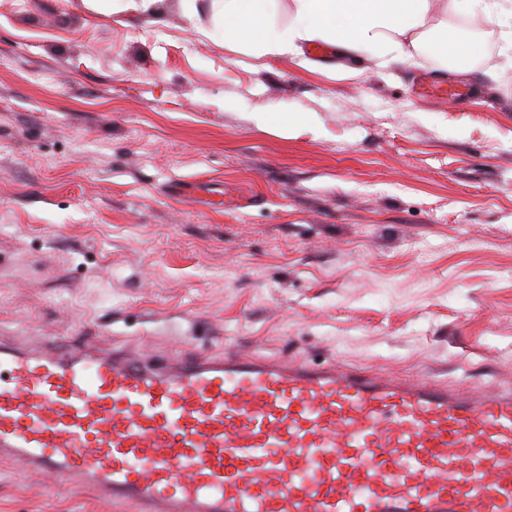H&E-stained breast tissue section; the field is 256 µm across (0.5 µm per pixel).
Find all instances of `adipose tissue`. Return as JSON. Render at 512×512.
I'll use <instances>...</instances> for the list:
<instances>
[{
	"mask_svg": "<svg viewBox=\"0 0 512 512\" xmlns=\"http://www.w3.org/2000/svg\"><path fill=\"white\" fill-rule=\"evenodd\" d=\"M271 0H223L215 16L225 39L257 54H301L303 45L324 44L347 57L372 55L379 65L411 60L425 45L460 75L471 74L483 57L481 39L463 37L455 17L484 28L507 16L501 32L512 51V0H290L288 23L276 27Z\"/></svg>",
	"mask_w": 512,
	"mask_h": 512,
	"instance_id": "1",
	"label": "adipose tissue"
}]
</instances>
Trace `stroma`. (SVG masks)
<instances>
[{"mask_svg":"<svg viewBox=\"0 0 512 512\" xmlns=\"http://www.w3.org/2000/svg\"><path fill=\"white\" fill-rule=\"evenodd\" d=\"M480 37L460 80L428 47L258 57L210 0H0V339L512 388V67ZM0 512L137 510L0 457ZM160 0H93L92 7L103 12H112L115 6H119L121 10H130L141 13L155 12L157 3ZM115 2H120L119 4ZM270 112H256L253 113L252 117L261 124L272 125L282 131H289L300 123L307 122L311 124V120H308L302 116H275L269 114Z\"/></svg>","mask_w":512,"mask_h":512,"instance_id":"stroma-1","label":"stroma"}]
</instances>
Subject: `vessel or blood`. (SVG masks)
Wrapping results in <instances>:
<instances>
[{"mask_svg":"<svg viewBox=\"0 0 512 512\" xmlns=\"http://www.w3.org/2000/svg\"><path fill=\"white\" fill-rule=\"evenodd\" d=\"M139 512H512V389L227 356L0 357V454Z\"/></svg>","mask_w":512,"mask_h":512,"instance_id":"b4317fda","label":"vessel or blood"}]
</instances>
